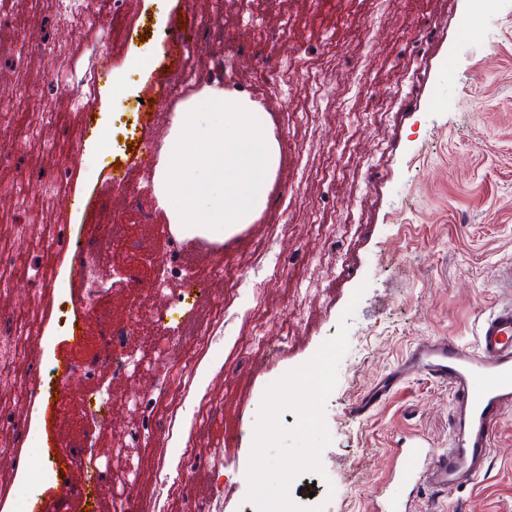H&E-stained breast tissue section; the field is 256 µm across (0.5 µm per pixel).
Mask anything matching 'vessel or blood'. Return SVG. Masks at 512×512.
I'll return each instance as SVG.
<instances>
[{"instance_id": "obj_1", "label": "vessel or blood", "mask_w": 512, "mask_h": 512, "mask_svg": "<svg viewBox=\"0 0 512 512\" xmlns=\"http://www.w3.org/2000/svg\"><path fill=\"white\" fill-rule=\"evenodd\" d=\"M424 372L448 387L452 415L448 447L440 451L428 440L416 437L403 449L400 482L425 481L435 490L448 492L475 483L488 471L493 440L512 417V302L496 307L478 320L474 346L441 337L411 349L395 376L376 380L354 406V413L382 401L393 379ZM58 397L44 402L43 414L61 415L69 402L73 378L68 359H59Z\"/></svg>"}]
</instances>
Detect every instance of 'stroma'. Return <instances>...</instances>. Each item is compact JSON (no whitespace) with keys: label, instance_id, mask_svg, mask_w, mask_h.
<instances>
[{"label":"stroma","instance_id":"stroma-1","mask_svg":"<svg viewBox=\"0 0 512 512\" xmlns=\"http://www.w3.org/2000/svg\"><path fill=\"white\" fill-rule=\"evenodd\" d=\"M107 26L82 16L60 20L61 0H20L12 16L0 19V47L24 48L22 26L40 29L52 45L69 52L64 85L78 90L94 113L112 92L111 72L95 75L96 62L111 54L113 69L130 56L152 53L159 35L181 29L193 33L203 20L211 33L201 51L186 54L195 87L231 84L236 95L253 108L266 111V128L276 141L290 142L291 152L276 155L261 199L246 223L224 234V250L216 252L213 235L182 236L179 248L189 279L206 281L202 296L185 297L167 306L177 281L156 283V271L171 247L168 216L154 193L146 189L145 171L129 173L125 187L108 179L109 165L126 164L132 155L146 154L142 132L153 125L158 143L169 148L171 115L147 111L143 101L150 89L173 70L171 60L156 59L146 72L132 70L126 95L112 111V139L107 156L89 153L79 139L77 109L65 95H56L57 127L73 135L66 160L74 175L58 194L47 223L66 224L71 234L87 225L100 227L99 236L111 247L96 250L99 275L106 288L93 312L76 306L82 288L67 258H59L69 297L52 290L32 296L27 274L13 288L0 291V313L34 307L36 346L42 359L55 360L69 351L84 363L98 349L100 331L131 325L148 329L161 319L162 335L146 351L139 333L124 336L121 349L128 369L113 375L111 367H95L71 391L65 417L45 424L36 400L0 390V400L15 415L32 417L40 450L65 440L98 466H105L113 448L124 449L134 466L128 477L135 491L169 501L168 512H180L177 499L160 483L159 451L144 434L145 420L134 401L154 396L153 413L169 426L178 441L194 436L200 455L224 451L226 467L215 477L210 466L192 476L197 498L219 497L224 512H240L248 485L240 475L248 468L254 428L264 390L272 381L310 360L320 346L348 326L349 347L340 361L338 381L325 404L331 436L321 461L323 473L307 472L290 486L291 499L324 512H370L375 492L388 483L396 464L398 441L423 433L433 448L448 446L451 397L447 387L426 374L400 380L380 406L361 415L350 412L353 402L379 377L392 374L416 344L449 337L473 344L478 317L512 296L503 280L512 270V0H499L495 14L475 20L466 41H459L448 23L449 12L468 9L467 0H387L386 14L376 20L373 44L358 55L356 26L370 12L369 0H254L242 13V0H100ZM234 40L258 55H291L292 73L285 101L269 98L256 82L250 64L238 76H225L220 57L224 43ZM419 68L425 88L409 108L379 123L351 112L347 75L358 71L363 90L376 103L406 96L401 73ZM331 80L335 93L310 112L300 89L303 81ZM30 109L0 122V144L11 146L21 171L34 169L40 142L28 136L41 124ZM352 143L347 169L336 166L332 144ZM386 141L389 149L378 153ZM85 194L88 208L74 209L72 194ZM40 186L0 180V217L22 221L38 203ZM138 197L151 223H139L131 210ZM358 225L346 240L347 253L338 257L324 235L326 227L344 219ZM277 243L290 262L265 287L270 340L285 338L276 361L240 346L224 349L223 367L195 353L191 340L175 346L167 337L187 316L212 318L218 300L233 302L238 276L251 274L267 262L270 243ZM138 271L148 290L139 312L127 303L124 276ZM363 295L352 318H344L355 290ZM83 323V338L71 337L73 320ZM194 356L207 365L203 394L223 402L217 421L190 432L178 414L179 398L157 389L156 363L173 356ZM94 393L99 411L82 404ZM395 496L415 497L434 512H512V419L501 427L492 448L486 476L474 487L446 496L427 487L393 486Z\"/></svg>","mask_w":512,"mask_h":512}]
</instances>
